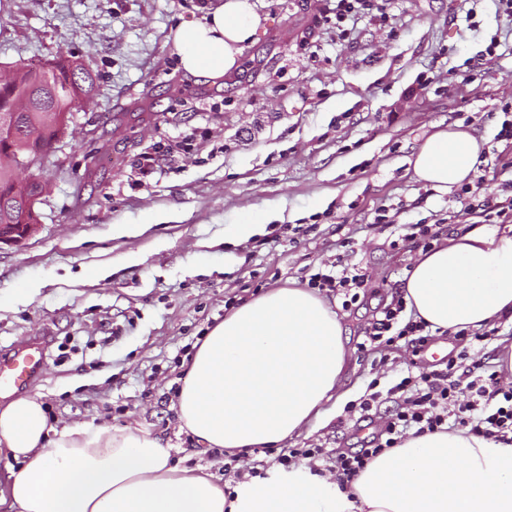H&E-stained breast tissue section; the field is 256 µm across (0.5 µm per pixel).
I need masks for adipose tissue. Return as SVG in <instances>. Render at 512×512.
Segmentation results:
<instances>
[{
    "label": "adipose tissue",
    "instance_id": "ef3b65f1",
    "mask_svg": "<svg viewBox=\"0 0 512 512\" xmlns=\"http://www.w3.org/2000/svg\"><path fill=\"white\" fill-rule=\"evenodd\" d=\"M261 17L251 0H218L179 25L182 68L206 80L232 73ZM482 144L462 125L417 148V181L440 191L468 181ZM402 292L429 329L451 334L512 318V235L480 229L419 255ZM341 320L316 293L272 288L213 326L186 364L180 431L202 451L277 448L322 419L348 358ZM6 512H512V444L463 431L411 436L367 464L350 492L302 466L272 481L224 488L207 467L174 463L149 431L90 423L52 428L43 402L0 408Z\"/></svg>",
    "mask_w": 512,
    "mask_h": 512
}]
</instances>
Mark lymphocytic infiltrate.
I'll return each instance as SVG.
<instances>
[{"instance_id": "1", "label": "lymphocytic infiltrate", "mask_w": 512, "mask_h": 512, "mask_svg": "<svg viewBox=\"0 0 512 512\" xmlns=\"http://www.w3.org/2000/svg\"><path fill=\"white\" fill-rule=\"evenodd\" d=\"M484 181L476 179L462 189L464 213L480 210L486 222H512V195L492 202L482 197ZM424 320L406 313L403 294L377 311L365 329L363 349L385 354L398 343L424 347L429 337ZM388 397L393 408L383 425L382 437H376L353 452L326 456L319 448H287L277 458L278 464L290 466L302 459L325 462L338 482L357 477L377 455L397 447L408 434L423 435L453 428L469 429L471 434L512 443V384H504L498 372L483 368L480 362L462 368L449 362L445 369L407 373L387 392H373L359 405L368 413Z\"/></svg>"}]
</instances>
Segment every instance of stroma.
Listing matches in <instances>:
<instances>
[{"instance_id":"stroma-1","label":"stroma","mask_w":512,"mask_h":512,"mask_svg":"<svg viewBox=\"0 0 512 512\" xmlns=\"http://www.w3.org/2000/svg\"><path fill=\"white\" fill-rule=\"evenodd\" d=\"M207 3L0 0V64L37 65L65 49L96 78L93 102L76 109L72 136L45 161L52 191L40 229L0 248V355L48 337L44 375L28 392L52 425L143 427L185 466L210 467L232 486L234 472L180 432L174 408L183 361L228 304L346 266L368 279L351 307L327 298L349 362L325 420L289 448L352 447L349 402L415 361L441 370L466 349L498 369L512 344L506 324L477 344L437 335L417 356L400 347L382 367L361 342L421 251L404 240L405 225L461 208L456 192L413 176L410 159L429 135L469 128L483 143L476 173L486 196L512 192V145L497 138L512 109V17L497 0H385L386 21L360 14L336 28L327 21L334 0H254L262 24L253 43L212 83L187 74L172 46L174 29ZM202 98L217 111H198ZM191 134V153H167ZM145 153L159 166L141 185ZM380 209L390 225L379 231ZM252 212L272 219L237 241L236 224ZM117 224L146 230L119 237ZM94 266L113 273L88 279ZM31 283L39 294L19 301Z\"/></svg>"}]
</instances>
